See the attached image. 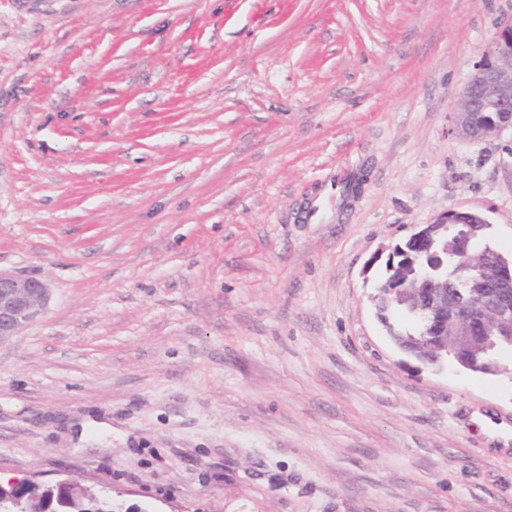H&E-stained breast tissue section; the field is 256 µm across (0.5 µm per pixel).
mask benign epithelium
<instances>
[{"instance_id":"1","label":"benign epithelium","mask_w":512,"mask_h":512,"mask_svg":"<svg viewBox=\"0 0 512 512\" xmlns=\"http://www.w3.org/2000/svg\"><path fill=\"white\" fill-rule=\"evenodd\" d=\"M512 129V22L496 28L482 52L460 95L457 110L451 117L450 132L457 138L484 139ZM488 220L473 210L450 209L432 223L423 225L411 234L407 245L392 247L389 256L401 252L407 258L405 270L398 275L395 288H381L373 296L379 316L391 325L387 313L403 305V291L407 288H431L433 293L420 309L415 331L435 347L448 344V337L462 336L477 340L489 335L486 327L495 323L503 328L512 325V262L491 248L485 254L484 265H471L469 245L476 223ZM454 231L456 248L449 251V262L459 274L468 275L466 286L487 288L481 300L469 305L460 318L448 317V305L436 291L445 281L444 263L433 260L432 247L439 236ZM50 300L46 280L0 269V343L17 335L37 322Z\"/></svg>"}]
</instances>
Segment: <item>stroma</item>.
I'll list each match as a JSON object with an SVG mask.
<instances>
[{
  "instance_id": "obj_1",
  "label": "stroma",
  "mask_w": 512,
  "mask_h": 512,
  "mask_svg": "<svg viewBox=\"0 0 512 512\" xmlns=\"http://www.w3.org/2000/svg\"><path fill=\"white\" fill-rule=\"evenodd\" d=\"M512 0H0V481L148 512H512V376L436 373L369 301L454 208L512 255V130L449 117ZM350 166L346 212L308 224ZM49 300L46 280L0 268V343L37 322Z\"/></svg>"
}]
</instances>
